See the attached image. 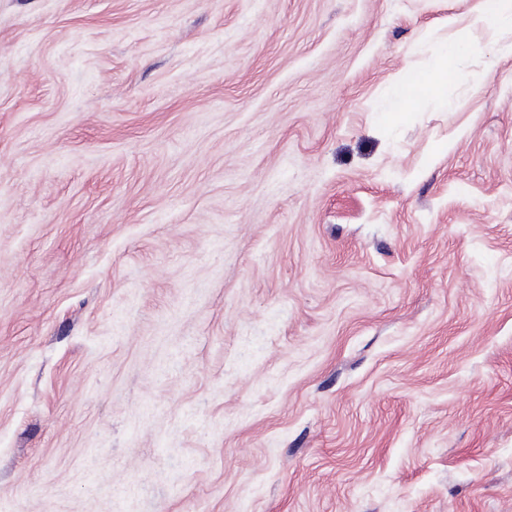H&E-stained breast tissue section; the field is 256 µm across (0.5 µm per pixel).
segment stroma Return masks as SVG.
Masks as SVG:
<instances>
[{
  "label": "stroma",
  "instance_id": "1",
  "mask_svg": "<svg viewBox=\"0 0 512 512\" xmlns=\"http://www.w3.org/2000/svg\"><path fill=\"white\" fill-rule=\"evenodd\" d=\"M472 0H0V512H512V57ZM470 43L467 37L446 43L439 58L426 70H406L390 88V105L384 110L385 117L397 120L410 112L415 105L427 98L447 104L448 82L456 73V67Z\"/></svg>",
  "mask_w": 512,
  "mask_h": 512
}]
</instances>
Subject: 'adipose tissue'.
I'll use <instances>...</instances> for the list:
<instances>
[{"mask_svg":"<svg viewBox=\"0 0 512 512\" xmlns=\"http://www.w3.org/2000/svg\"><path fill=\"white\" fill-rule=\"evenodd\" d=\"M468 29H484L495 35L501 52L512 55V0H473ZM468 39L446 44L439 58L425 70L403 72L390 88V105L385 117L398 119L427 98L447 102L448 83L469 49Z\"/></svg>","mask_w":512,"mask_h":512,"instance_id":"adipose-tissue-1","label":"adipose tissue"}]
</instances>
